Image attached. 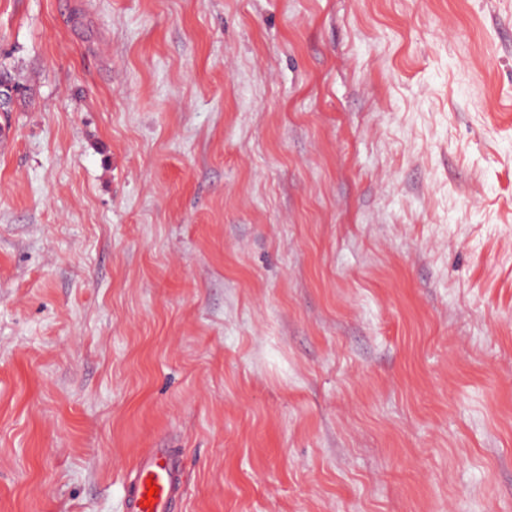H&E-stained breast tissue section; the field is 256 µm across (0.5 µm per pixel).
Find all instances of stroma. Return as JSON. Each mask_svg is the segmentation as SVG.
Masks as SVG:
<instances>
[{
  "mask_svg": "<svg viewBox=\"0 0 512 512\" xmlns=\"http://www.w3.org/2000/svg\"><path fill=\"white\" fill-rule=\"evenodd\" d=\"M0 512H512V0H0ZM149 482L157 491L147 497ZM183 486L176 457L165 448H152L138 458L127 485L125 512H181Z\"/></svg>",
  "mask_w": 512,
  "mask_h": 512,
  "instance_id": "obj_1",
  "label": "stroma"
}]
</instances>
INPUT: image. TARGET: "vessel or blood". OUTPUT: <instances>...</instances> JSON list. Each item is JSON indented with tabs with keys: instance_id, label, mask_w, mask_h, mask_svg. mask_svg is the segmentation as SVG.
I'll return each mask as SVG.
<instances>
[{
	"instance_id": "b4317fda",
	"label": "vessel or blood",
	"mask_w": 512,
	"mask_h": 512,
	"mask_svg": "<svg viewBox=\"0 0 512 512\" xmlns=\"http://www.w3.org/2000/svg\"><path fill=\"white\" fill-rule=\"evenodd\" d=\"M183 486L179 463L167 449L140 455L127 486L126 512H181Z\"/></svg>"
}]
</instances>
